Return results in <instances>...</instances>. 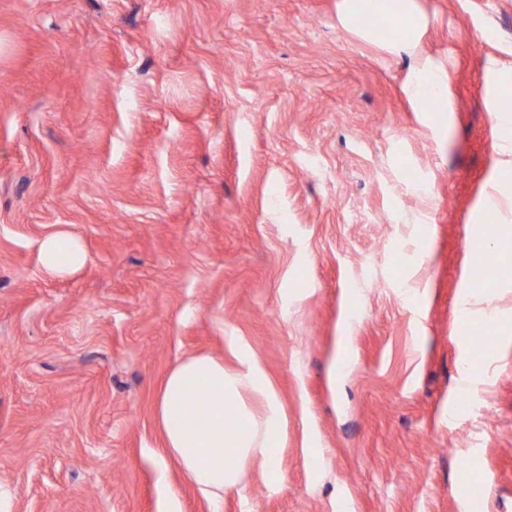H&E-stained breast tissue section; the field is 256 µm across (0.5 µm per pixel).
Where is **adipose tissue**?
<instances>
[{"instance_id": "obj_1", "label": "adipose tissue", "mask_w": 512, "mask_h": 512, "mask_svg": "<svg viewBox=\"0 0 512 512\" xmlns=\"http://www.w3.org/2000/svg\"><path fill=\"white\" fill-rule=\"evenodd\" d=\"M501 100L494 108L498 147L507 159L501 165L487 208L512 199V73L499 79ZM43 267L52 274L83 265L86 256L69 232L46 236L41 244ZM227 345L238 366L225 368L223 358L199 353L180 359L164 377L156 398L155 421L162 435V454L175 460L186 479L213 505L240 484L241 466L254 458L268 479L284 485L275 466L274 449L288 440V417L263 365L248 344L231 336ZM233 449L225 460V449Z\"/></svg>"}]
</instances>
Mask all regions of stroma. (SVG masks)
<instances>
[{"label":"stroma","instance_id":"1","mask_svg":"<svg viewBox=\"0 0 512 512\" xmlns=\"http://www.w3.org/2000/svg\"><path fill=\"white\" fill-rule=\"evenodd\" d=\"M0 0V481L14 512H211L162 464L159 386L240 336L288 415L222 512H512V338L464 291L502 160L512 0ZM419 34L416 54L398 49ZM448 103L411 94L416 58ZM87 254L65 275L43 239ZM355 362L328 370L339 336ZM312 429L322 456L305 451ZM498 83L503 86V93L491 112H495L498 147L502 153L512 156V73L503 74ZM43 267L51 274L68 272L86 262L78 240L69 232L58 231L46 236L41 244Z\"/></svg>","mask_w":512,"mask_h":512}]
</instances>
